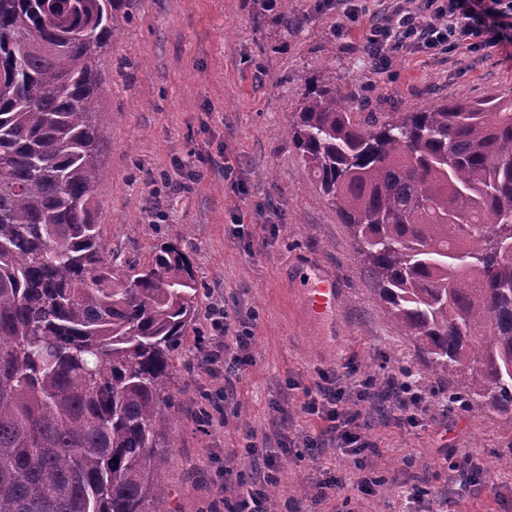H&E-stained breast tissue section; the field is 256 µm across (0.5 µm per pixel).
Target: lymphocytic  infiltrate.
Instances as JSON below:
<instances>
[{"label":"lymphocytic infiltrate","mask_w":512,"mask_h":512,"mask_svg":"<svg viewBox=\"0 0 512 512\" xmlns=\"http://www.w3.org/2000/svg\"><path fill=\"white\" fill-rule=\"evenodd\" d=\"M366 39L377 72L384 70L386 50L393 42L425 52L512 46V0H421L414 8L398 11L394 22L370 26ZM380 395L378 386L367 381L353 395L326 382L306 391L302 406L304 414L327 420L325 433L337 447L349 449L358 472L356 486L368 494L379 485L365 473L364 454L375 445L363 433L361 412L351 403Z\"/></svg>","instance_id":"f902f5d3"}]
</instances>
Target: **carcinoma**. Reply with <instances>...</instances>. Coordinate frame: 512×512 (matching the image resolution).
<instances>
[{"mask_svg":"<svg viewBox=\"0 0 512 512\" xmlns=\"http://www.w3.org/2000/svg\"><path fill=\"white\" fill-rule=\"evenodd\" d=\"M125 0H0V512H161L189 256L106 251L92 100ZM325 72L289 131L453 399L512 407V94L366 117Z\"/></svg>","mask_w":512,"mask_h":512,"instance_id":"cac0c4a2","label":"carcinoma"}]
</instances>
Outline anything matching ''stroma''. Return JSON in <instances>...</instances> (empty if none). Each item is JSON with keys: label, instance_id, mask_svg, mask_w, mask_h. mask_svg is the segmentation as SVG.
<instances>
[{"label": "stroma", "instance_id": "35a3bbf8", "mask_svg": "<svg viewBox=\"0 0 512 512\" xmlns=\"http://www.w3.org/2000/svg\"><path fill=\"white\" fill-rule=\"evenodd\" d=\"M399 0H356L363 24L336 23V0H290L294 25L261 15L256 0H133L102 57L94 100L103 128L97 221L113 252L141 260L180 244L199 284L194 325L175 354L169 388L173 451L163 471L166 512H225V470L247 473L271 451L278 468L266 512H512V420L497 410H447L412 343L384 312L358 247L289 135L305 87L325 71L361 112H409L448 99L512 90L499 48L394 50L374 73L364 24L389 19ZM223 156V168L211 157ZM339 279L333 323L312 322L302 288L313 268ZM222 304L250 333V362L234 378L224 424L201 425L200 393L223 375L199 365L211 336L208 308ZM356 365L342 373L344 363ZM411 374L426 394L412 414L362 404L375 494L358 491L325 427L301 405L323 378L354 387ZM468 454L495 481L450 470ZM339 487L319 496V485ZM424 489L411 496L413 485Z\"/></svg>", "mask_w": 512, "mask_h": 512}]
</instances>
